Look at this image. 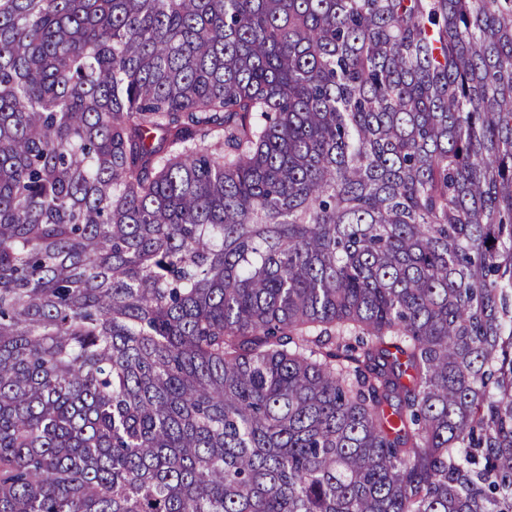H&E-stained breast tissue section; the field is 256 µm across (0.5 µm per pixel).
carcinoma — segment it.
I'll use <instances>...</instances> for the list:
<instances>
[{"label":"carcinoma","instance_id":"obj_1","mask_svg":"<svg viewBox=\"0 0 512 512\" xmlns=\"http://www.w3.org/2000/svg\"><path fill=\"white\" fill-rule=\"evenodd\" d=\"M0 512H512V0H0Z\"/></svg>","mask_w":512,"mask_h":512}]
</instances>
